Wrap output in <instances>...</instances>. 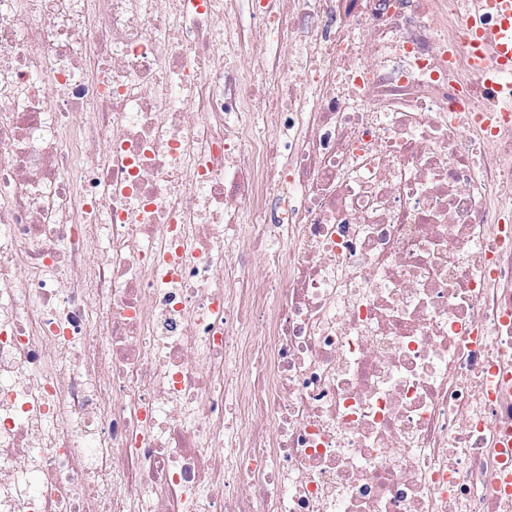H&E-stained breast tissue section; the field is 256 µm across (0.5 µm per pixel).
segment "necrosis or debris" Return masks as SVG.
<instances>
[{
  "label": "necrosis or debris",
  "mask_w": 512,
  "mask_h": 512,
  "mask_svg": "<svg viewBox=\"0 0 512 512\" xmlns=\"http://www.w3.org/2000/svg\"><path fill=\"white\" fill-rule=\"evenodd\" d=\"M491 22L0 0V512H512Z\"/></svg>",
  "instance_id": "4bbe7bcc"
}]
</instances>
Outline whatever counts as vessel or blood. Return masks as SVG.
Masks as SVG:
<instances>
[{
  "instance_id": "vessel-or-blood-1",
  "label": "vessel or blood",
  "mask_w": 512,
  "mask_h": 512,
  "mask_svg": "<svg viewBox=\"0 0 512 512\" xmlns=\"http://www.w3.org/2000/svg\"><path fill=\"white\" fill-rule=\"evenodd\" d=\"M494 25L475 29L472 49L476 71L488 83L512 76V0H479Z\"/></svg>"
}]
</instances>
